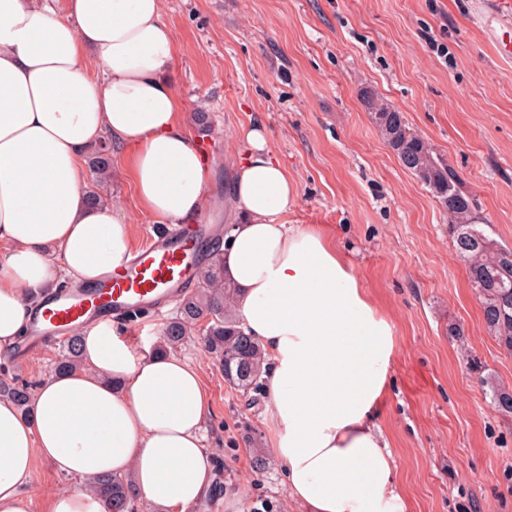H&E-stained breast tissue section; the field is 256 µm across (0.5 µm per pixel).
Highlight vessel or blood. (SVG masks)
Masks as SVG:
<instances>
[{
    "instance_id": "obj_1",
    "label": "vessel or blood",
    "mask_w": 512,
    "mask_h": 512,
    "mask_svg": "<svg viewBox=\"0 0 512 512\" xmlns=\"http://www.w3.org/2000/svg\"><path fill=\"white\" fill-rule=\"evenodd\" d=\"M498 51L512 56V0L483 12ZM214 227L177 224L152 237L135 253L120 275L93 285L77 284L45 298L14 348L21 359L45 343L61 342L81 325L130 319L137 312L161 307L185 297L197 274L210 259Z\"/></svg>"
}]
</instances>
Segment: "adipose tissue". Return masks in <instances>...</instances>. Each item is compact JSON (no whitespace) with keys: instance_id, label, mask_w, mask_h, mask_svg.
<instances>
[{"instance_id":"obj_1","label":"adipose tissue","mask_w":512,"mask_h":512,"mask_svg":"<svg viewBox=\"0 0 512 512\" xmlns=\"http://www.w3.org/2000/svg\"><path fill=\"white\" fill-rule=\"evenodd\" d=\"M66 12L0 0V348L46 294L111 276L134 247L123 211L88 201L93 147L115 146L159 221L192 224L209 206L163 0H66ZM246 142L224 277L271 357L267 413L288 496L301 512H408L377 423L393 328L319 227L283 223L297 187L264 128ZM79 334L81 368L43 380L30 414L0 397V512H30L39 458L65 474H131L137 498L185 512L211 483L200 373L174 352L136 353L106 322ZM46 512L107 508L84 486L50 495Z\"/></svg>"}]
</instances>
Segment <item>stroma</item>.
<instances>
[{
    "label": "stroma",
    "mask_w": 512,
    "mask_h": 512,
    "mask_svg": "<svg viewBox=\"0 0 512 512\" xmlns=\"http://www.w3.org/2000/svg\"><path fill=\"white\" fill-rule=\"evenodd\" d=\"M479 12L478 0H164L177 92L207 116L191 132L209 144L207 195L225 202L216 222L231 221L244 134L263 125L298 189L284 223L321 227L393 327L379 424L409 512H512V413L489 396L512 389V351L485 324L444 210L383 143L365 104L373 96L403 112L456 172L487 234L512 247V60L499 58ZM107 194L136 244L161 229L120 166ZM64 350L50 343L20 365L0 356V375L37 386ZM177 351L204 381L216 469L186 512H215L228 488L240 512H298L265 389H231L198 330ZM258 454L265 469L253 465ZM87 483L37 460L31 512Z\"/></svg>",
    "instance_id": "stroma-1"
}]
</instances>
